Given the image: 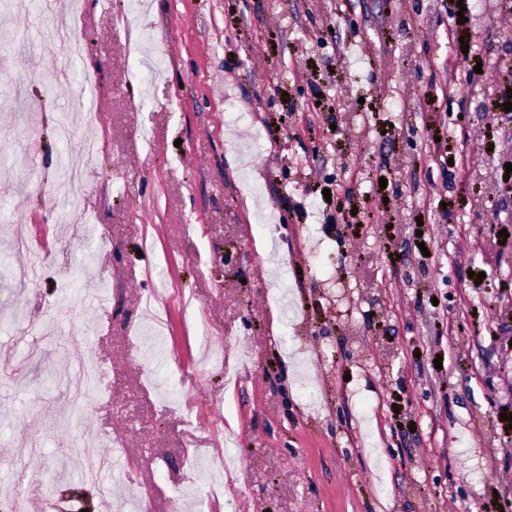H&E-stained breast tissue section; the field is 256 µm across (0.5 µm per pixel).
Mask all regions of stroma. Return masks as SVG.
<instances>
[{
  "mask_svg": "<svg viewBox=\"0 0 512 512\" xmlns=\"http://www.w3.org/2000/svg\"><path fill=\"white\" fill-rule=\"evenodd\" d=\"M130 7L0 0V494L512 512V0Z\"/></svg>",
  "mask_w": 512,
  "mask_h": 512,
  "instance_id": "35a3bbf8",
  "label": "stroma"
}]
</instances>
